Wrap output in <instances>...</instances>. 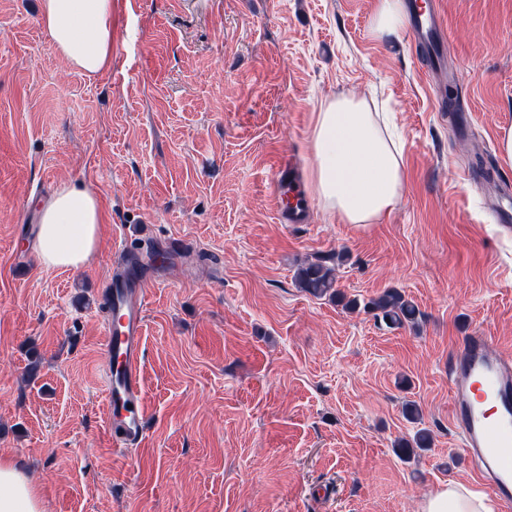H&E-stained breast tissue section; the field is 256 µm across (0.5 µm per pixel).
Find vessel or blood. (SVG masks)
Masks as SVG:
<instances>
[{
    "instance_id": "b4317fda",
    "label": "vessel or blood",
    "mask_w": 512,
    "mask_h": 512,
    "mask_svg": "<svg viewBox=\"0 0 512 512\" xmlns=\"http://www.w3.org/2000/svg\"><path fill=\"white\" fill-rule=\"evenodd\" d=\"M445 31L439 0H413L412 33L427 52L428 75L445 68L437 53ZM297 182L294 161L280 162L275 183L288 198L277 210L281 223L305 221L306 206ZM102 297L111 315L105 330L106 428L113 446H136L147 428L141 383L146 300L133 277L112 280ZM448 378L452 422L461 446L488 479L503 512H512V366L492 350L490 337L478 332L464 339L462 356L448 365Z\"/></svg>"
}]
</instances>
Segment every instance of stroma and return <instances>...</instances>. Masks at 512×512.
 <instances>
[{
	"label": "stroma",
	"instance_id": "35a3bbf8",
	"mask_svg": "<svg viewBox=\"0 0 512 512\" xmlns=\"http://www.w3.org/2000/svg\"><path fill=\"white\" fill-rule=\"evenodd\" d=\"M39 5L0 0V456L43 512H419L477 485L448 362L480 331L512 364V222L495 216L512 211V0H442L461 127L409 31L371 37L376 0H114L95 76L56 53ZM339 95L393 112L402 200L343 224L312 198L307 223H280L275 166L307 175L313 114ZM63 182L100 198L97 252L18 259L27 209ZM320 257L344 300L399 289L416 325L303 291ZM134 260L149 428L119 449L100 294ZM420 430L430 447L397 455Z\"/></svg>",
	"mask_w": 512,
	"mask_h": 512
}]
</instances>
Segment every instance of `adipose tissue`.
Wrapping results in <instances>:
<instances>
[{
  "mask_svg": "<svg viewBox=\"0 0 512 512\" xmlns=\"http://www.w3.org/2000/svg\"><path fill=\"white\" fill-rule=\"evenodd\" d=\"M113 0H41L40 22L60 56L96 75L112 66ZM307 176L322 209L344 224H372L403 197L406 165L387 113L362 98L320 104L311 132ZM104 214L89 188L61 184L41 209L38 257L44 268H80L99 244ZM0 512H43L36 487L11 459L0 457ZM421 512H494L482 493L464 484L443 486Z\"/></svg>",
  "mask_w": 512,
  "mask_h": 512,
  "instance_id": "adipose-tissue-1",
  "label": "adipose tissue"
}]
</instances>
